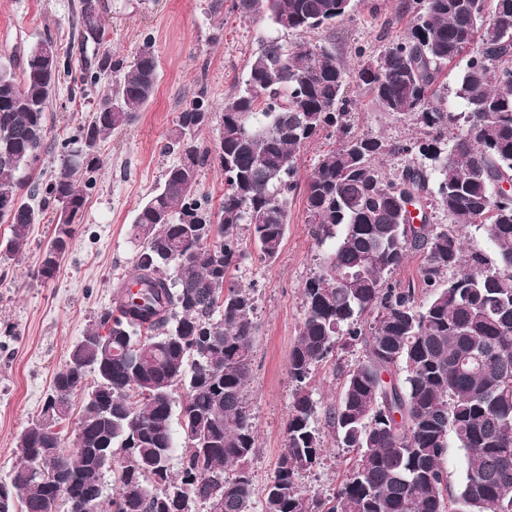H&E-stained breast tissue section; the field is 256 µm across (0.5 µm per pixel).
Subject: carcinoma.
<instances>
[{"label":"carcinoma","instance_id":"obj_1","mask_svg":"<svg viewBox=\"0 0 512 512\" xmlns=\"http://www.w3.org/2000/svg\"><path fill=\"white\" fill-rule=\"evenodd\" d=\"M351 2L232 0L240 16L298 38L261 37L246 79L224 99L215 150L201 140L213 119L205 87L179 112L165 145L176 161L131 223L141 289L129 301L116 295L55 374L44 404L55 422L21 434V460L0 481V499L21 491L10 512H89L83 504L98 496L115 512H182L169 500L179 488L189 512H253L247 388L257 325L253 288L232 272L246 240L259 260L277 259L299 188L298 154L329 128L340 142L304 185L312 234L328 248L303 287L288 361L296 392L262 512H512V200L497 194L512 181V0H410L408 35L353 71L336 46L304 37L333 29ZM77 25L80 45L103 43L102 12L79 8ZM45 43H54L48 33L21 50L18 69L0 67V203H9L0 222L10 227L6 252L15 254L55 206L45 251L52 259L38 271L50 279L100 170L99 154L83 151L136 120L156 91L158 60L146 40L126 62L105 50L82 65L70 94L101 86L98 107L63 138L61 164L42 180L31 173L48 149L46 112L73 58L56 47L45 57ZM462 60L455 95L466 111L450 112L442 74ZM352 80L386 117L413 121L423 137L400 143L351 133ZM414 152L421 161L392 173L383 166ZM214 161L224 171L216 212L197 197L201 170ZM432 210L448 223H430ZM464 226L483 230L494 254L465 251ZM411 253L422 256V305L411 284L383 287V274ZM344 335L362 344L363 357L344 372L324 428L352 457L331 495L308 496L297 479L321 463L328 433L315 424L311 374ZM78 390L80 436L65 450L57 427ZM451 437L465 452L455 491L443 467ZM116 448L124 460L110 494L103 458ZM43 460L65 496L32 482Z\"/></svg>","mask_w":512,"mask_h":512}]
</instances>
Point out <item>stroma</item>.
<instances>
[{
    "instance_id": "stroma-1",
    "label": "stroma",
    "mask_w": 512,
    "mask_h": 512,
    "mask_svg": "<svg viewBox=\"0 0 512 512\" xmlns=\"http://www.w3.org/2000/svg\"><path fill=\"white\" fill-rule=\"evenodd\" d=\"M402 0H354L349 14L334 29L335 43L349 64L376 56L404 36L409 16ZM77 0H0V66H9L17 46L31 45L51 34L62 45L75 38ZM104 48L127 60L144 39H152L158 57L157 91L136 122L112 133L99 146L102 168L90 190L77 226L75 243L52 278L38 276L40 257L53 233L51 224L33 225L19 253L0 259V479L20 458L17 439L36 420L72 345L112 306L114 291L131 272L138 244L129 233L137 207L155 189L174 155L164 145L179 112L205 82L213 105H221L242 83L246 62L261 36L272 34L269 22L240 17L232 0H102ZM360 97L354 132H371L398 141L418 136L414 124L387 119ZM98 92L73 101L60 82L46 114L51 149L37 165L52 174L59 143L89 119ZM324 252L311 235L304 195L294 192L289 224L279 257L270 263L248 252L235 282L253 286L255 336L249 405L256 431V451L249 468L256 493L269 482L285 446V425L294 385L288 373L304 314L303 286ZM363 356L361 345L337 347L333 357L316 366L310 388L318 409L335 403L343 373ZM320 466L298 478L308 495H328L339 484L350 455L336 437Z\"/></svg>"
}]
</instances>
